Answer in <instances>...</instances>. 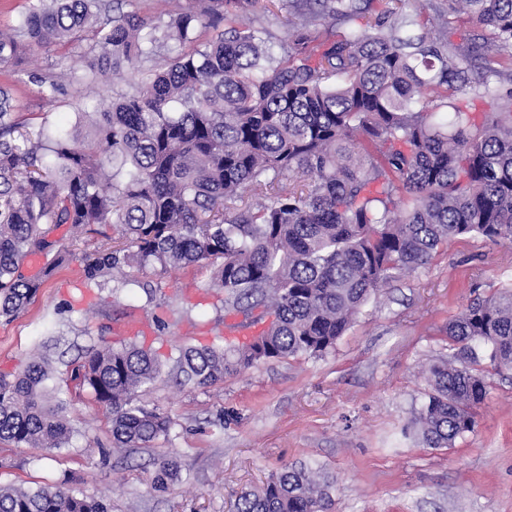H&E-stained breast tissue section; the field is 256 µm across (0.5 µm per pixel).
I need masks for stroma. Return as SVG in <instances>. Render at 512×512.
Masks as SVG:
<instances>
[{"instance_id":"stroma-1","label":"stroma","mask_w":512,"mask_h":512,"mask_svg":"<svg viewBox=\"0 0 512 512\" xmlns=\"http://www.w3.org/2000/svg\"><path fill=\"white\" fill-rule=\"evenodd\" d=\"M424 7L446 16L449 41L474 72H484L483 57L472 53L476 27L449 14L448 0H406L403 9ZM48 71L64 87L52 101L34 81ZM147 75L134 63L110 82L90 74L81 52L60 61L39 52L19 67L0 66V86L24 105L27 126L47 117L67 127L78 95L109 84L125 90ZM52 236L71 237V254L24 311L0 321V375L16 376L50 344L59 373L53 385L78 432L69 447L45 455L0 443V486L63 483L103 497L110 512H235L242 488L302 463L333 479L334 512H512V374L478 359L487 397L474 430L453 447H428L415 422L430 390L429 365L453 354L448 323L473 300L512 287V247L480 238L440 247L427 265L381 288L323 356L268 360L190 391L158 382L139 399L168 413L174 429L149 447L115 449L109 412L60 380L91 345L137 334L164 355L258 326L225 311L211 265L132 269L130 286L115 290L84 278L87 258L117 238L112 226L74 236L64 225ZM169 457L177 459L180 479L153 490L154 464Z\"/></svg>"}]
</instances>
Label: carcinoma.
I'll list each match as a JSON object with an SVG mask.
<instances>
[{
  "label": "carcinoma",
  "instance_id": "cac0c4a2",
  "mask_svg": "<svg viewBox=\"0 0 512 512\" xmlns=\"http://www.w3.org/2000/svg\"><path fill=\"white\" fill-rule=\"evenodd\" d=\"M262 0H190L156 16L110 14L103 0H37L0 29V63L33 52L92 44L89 70L116 73L162 60L142 84L116 91L104 110L81 102L66 129H29L0 86V318L35 298L70 255L51 240L62 224L111 225L122 246L88 257L89 281L126 267L215 266L224 308L263 309L268 327L249 342L186 345L166 359L135 342L97 344L72 380L111 415L112 447L144 448L174 421L137 394L167 374L205 388L259 361L320 357L380 288L426 265L458 238L512 244V90L472 77L448 43V22L388 7L374 23L334 39L316 21L351 17L356 0H284L291 30L262 20L238 25ZM460 21L489 32L476 49L496 73L493 48L512 46V0H451ZM438 31L430 45L410 26ZM501 108L478 117L458 98ZM52 253L36 276L28 256ZM455 353L429 368L418 420L431 448H450L475 426L486 387L478 351L512 373V288L475 300L448 323ZM49 355L0 378V441L50 451L75 428L47 401ZM180 478L177 461L155 463L151 487ZM332 481L284 466L242 491L236 512H331ZM0 512H108L82 491L0 486Z\"/></svg>",
  "mask_w": 512,
  "mask_h": 512
}]
</instances>
